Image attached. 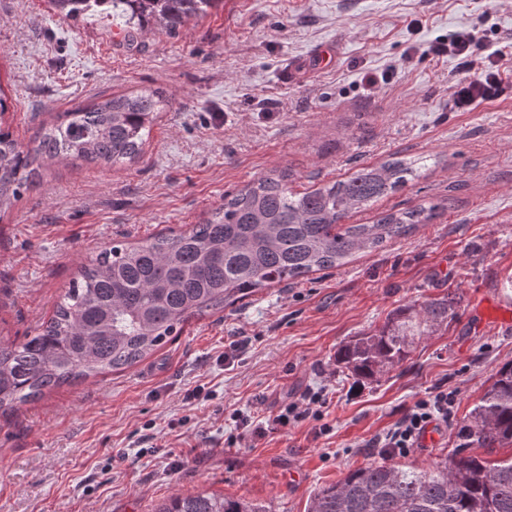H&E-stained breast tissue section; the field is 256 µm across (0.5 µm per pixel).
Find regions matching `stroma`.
Listing matches in <instances>:
<instances>
[{"label":"stroma","instance_id":"stroma-1","mask_svg":"<svg viewBox=\"0 0 512 512\" xmlns=\"http://www.w3.org/2000/svg\"><path fill=\"white\" fill-rule=\"evenodd\" d=\"M460 30L512 44V0H224L131 48L111 15L65 20L49 0H0V89L14 104L0 125L19 143L114 94L160 88L170 101L139 158L46 165L0 216V338L46 322L90 254L204 223L225 193L274 169L303 192L395 152L429 155L418 183L348 221L448 203L382 250L264 289L131 368L0 417V512H154L178 492L306 512L319 487L376 461L367 441L439 385L457 393L453 419L404 462L452 451L458 420L512 361V99L453 110L454 62L426 48ZM450 291L457 321L400 368L359 389L336 369L343 342ZM310 387L325 391L330 435L305 421L227 445L233 410L260 422Z\"/></svg>","mask_w":512,"mask_h":512}]
</instances>
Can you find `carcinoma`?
<instances>
[{"label": "carcinoma", "instance_id": "cac0c4a2", "mask_svg": "<svg viewBox=\"0 0 512 512\" xmlns=\"http://www.w3.org/2000/svg\"><path fill=\"white\" fill-rule=\"evenodd\" d=\"M222 0H50L63 19L112 11L124 39L152 25L171 34ZM163 93L144 89L112 95L61 113L22 146L0 127V212L39 183L50 161L117 166L138 158ZM428 156L394 153L362 165L346 179L306 192L288 187V171L274 170L235 193L204 224L160 234L136 246L112 245L81 264L52 317L21 342L0 341V415L63 384L130 367L171 343L190 320L213 315L263 288L294 284L317 271L339 269L362 252L386 248L431 224L446 205L425 201L390 210L370 224H347L422 178ZM454 293L415 301L382 327L340 345L333 360L357 384H370L410 357L416 340L458 319ZM512 362L500 366L469 415L458 425L455 448L428 468L386 460L350 468L310 497L306 512H512ZM157 512H270L242 499L173 494Z\"/></svg>", "mask_w": 512, "mask_h": 512}]
</instances>
